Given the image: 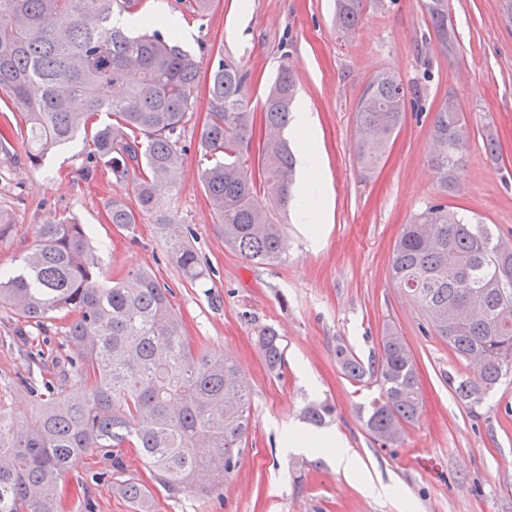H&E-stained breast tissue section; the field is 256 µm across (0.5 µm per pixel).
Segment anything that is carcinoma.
I'll use <instances>...</instances> for the list:
<instances>
[{
	"mask_svg": "<svg viewBox=\"0 0 512 512\" xmlns=\"http://www.w3.org/2000/svg\"><path fill=\"white\" fill-rule=\"evenodd\" d=\"M143 0H0V99L24 119L27 160L41 165L50 149L90 137V166L102 162L118 182L133 184L136 207L112 204L111 224L127 228L177 189L181 130L193 108L199 60L183 49L166 18L146 17L149 32L132 35L115 15L140 10ZM428 27L452 51L458 32L448 0H423ZM362 0H336V29L347 34L362 18ZM247 74L221 58L209 77V120L200 148L201 182L224 244L258 265L286 261L288 241L276 215L258 201L257 185L288 206L295 157L283 137L296 85L282 67L262 105L263 138L253 154L256 116L246 96ZM400 75L377 73L358 102L356 152L362 175L373 173L399 132L406 104L419 105ZM112 122L99 121L100 114ZM429 158L440 185L456 188L471 147V127L453 97L430 124ZM171 261L190 282L207 268L193 246L168 241ZM389 278L423 315L421 328L448 343L473 377L454 387L472 404L512 375V239L445 202L430 205L403 226L388 263ZM100 259L89 231L63 219L38 227L13 273H0V307L26 322L60 314L73 356L65 388L48 390L39 410L19 422L0 409V512H60V483L87 455L132 449L152 485L168 496L210 495L238 469L250 430L251 388L232 359L196 349L153 274L132 283H101ZM256 344L276 375L285 365L282 338L257 328ZM336 362L351 382L375 387L364 410L368 435L384 445L401 439L422 407L414 357L394 328L364 361L344 345ZM333 408L311 404L320 426ZM150 485V486H152ZM150 486L139 478L124 496L150 512Z\"/></svg>",
	"mask_w": 512,
	"mask_h": 512,
	"instance_id": "cac0c4a2",
	"label": "carcinoma"
}]
</instances>
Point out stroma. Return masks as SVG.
<instances>
[{"instance_id": "obj_1", "label": "stroma", "mask_w": 512, "mask_h": 512, "mask_svg": "<svg viewBox=\"0 0 512 512\" xmlns=\"http://www.w3.org/2000/svg\"><path fill=\"white\" fill-rule=\"evenodd\" d=\"M361 23L337 33L336 0H211L190 19L188 0H145L147 15L186 23L180 41L201 59L194 106L182 130L180 188L128 229L108 220L112 202L134 205L132 187L110 168L88 170L90 146L76 139L49 152L39 166L26 159V130L0 100V268L11 269L34 243L39 225L63 218L84 224L103 280L152 272L170 288L192 345L223 353L245 371L252 388V427L239 468L221 493L171 498L152 491L153 512H512V380L481 404L461 400L449 378L468 368L436 336L422 335L417 306L388 277V261L403 224L437 201L512 233V25L501 0H449L459 32L454 56L429 36L423 0H364ZM249 73V99L259 109L281 66L298 85L297 101L313 115L322 153L325 217L317 231L282 218L288 259L258 266L224 245V232L200 182V134L208 120L210 67L219 57ZM393 69L422 92V114L407 111L383 165L364 178L355 154L356 108L378 71ZM455 96L471 128L469 157L458 191L446 196L428 164L432 112ZM498 136L500 158L489 157L486 133ZM175 226L207 262L206 280L183 279L167 252ZM283 338L286 366L271 374L256 348L257 326ZM405 336L415 357L423 408L403 439L381 447L367 434L361 408L373 393L358 389L336 364V347L361 358L376 352L386 326ZM64 319L37 326L0 307V402L17 420L33 417L36 388L57 381L71 349ZM327 402L335 413L320 434H336L360 464L345 474L317 448L292 449L288 429L309 431L302 415ZM122 457L115 466L114 457ZM80 461L61 483L62 512H137L121 492L129 477L147 478L134 451ZM390 488L387 496L370 483Z\"/></svg>"}]
</instances>
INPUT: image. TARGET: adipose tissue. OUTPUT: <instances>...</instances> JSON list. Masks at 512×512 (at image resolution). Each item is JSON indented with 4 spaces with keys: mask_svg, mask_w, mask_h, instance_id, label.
<instances>
[{
    "mask_svg": "<svg viewBox=\"0 0 512 512\" xmlns=\"http://www.w3.org/2000/svg\"><path fill=\"white\" fill-rule=\"evenodd\" d=\"M293 125L300 135L296 160L301 175V190L296 202V218L298 223L312 229L320 223L323 216L324 190L317 178L322 156L314 142L313 121L308 107L302 105L297 108Z\"/></svg>",
    "mask_w": 512,
    "mask_h": 512,
    "instance_id": "1",
    "label": "adipose tissue"
}]
</instances>
